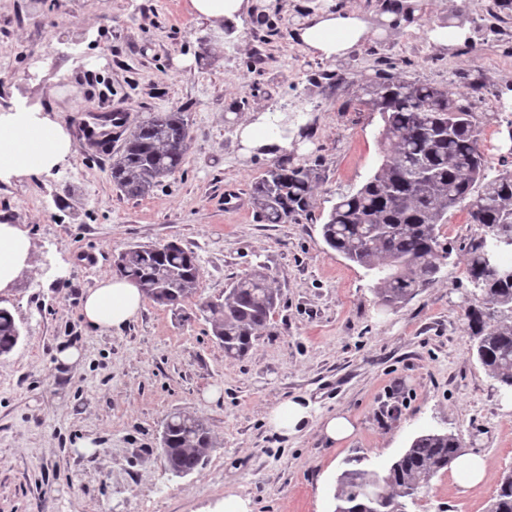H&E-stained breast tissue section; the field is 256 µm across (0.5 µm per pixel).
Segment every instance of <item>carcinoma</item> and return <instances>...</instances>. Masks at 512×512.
<instances>
[{
    "label": "carcinoma",
    "mask_w": 512,
    "mask_h": 512,
    "mask_svg": "<svg viewBox=\"0 0 512 512\" xmlns=\"http://www.w3.org/2000/svg\"><path fill=\"white\" fill-rule=\"evenodd\" d=\"M362 105L380 114L382 159L356 191L331 204L321 231L331 249L374 276L381 304L393 307L438 279L448 247L439 241L437 225L448 222L449 211L465 209L468 220L487 235L512 223V172L489 175L483 129L471 105L449 98L444 89L384 75L371 84ZM188 138L182 112L141 122L112 163L117 189L132 198L149 195L181 167ZM320 179L314 166L274 165L252 188L262 220L285 224L310 214ZM467 255L466 274L470 283H478L465 313L471 350L498 387L512 394V282L506 279L512 249L487 258L473 241ZM489 265L497 274L487 271ZM114 270L147 289L152 301L173 309L197 294L196 257L174 241L160 250L151 244L130 247ZM268 280L267 273L253 269L231 283L224 299L199 303L212 335L224 338L226 357L244 356L256 330L270 324L277 294ZM19 340L12 312L0 307V356L11 353ZM206 436L210 432L198 431L192 420L173 415L164 454L188 476L204 464ZM459 448L455 435L426 431L382 466L365 465L360 457L348 460L334 512H408L429 482L461 456ZM492 505L494 512H512V475L501 477Z\"/></svg>",
    "instance_id": "cac0c4a2"
}]
</instances>
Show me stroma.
I'll return each instance as SVG.
<instances>
[{"label": "stroma", "instance_id": "stroma-1", "mask_svg": "<svg viewBox=\"0 0 512 512\" xmlns=\"http://www.w3.org/2000/svg\"><path fill=\"white\" fill-rule=\"evenodd\" d=\"M379 2L254 0L217 27L187 0H0V105L41 104L74 142L51 174L0 183V219L26 225L40 263L0 300L22 332L0 360V512H221L228 493L251 512H330L346 459L384 465L432 430L486 457L492 479L466 488L440 473L410 512H487L512 471V395L469 349L464 268L481 227L449 212L439 280L394 309L321 227L331 201L381 158L380 115L361 101L384 74L473 100L486 157L512 166V0H423L415 28L389 34ZM354 8L375 33L347 56L322 60L295 44L313 12ZM457 15L468 40L433 43L429 30ZM173 111L189 124L182 168L148 196H125L112 160L142 119ZM264 112L288 115V163L321 167L314 208L295 223H265L253 204L274 161L244 156L236 129ZM169 240L197 258L193 318L149 300L121 333L89 329L82 300L114 255ZM257 267L272 277L276 312L229 359L195 309ZM68 347L81 350L79 366L58 364ZM293 398L310 418L286 438L267 416ZM337 412L355 431L334 446L320 427ZM178 413L201 419L213 443L185 478L161 447Z\"/></svg>", "mask_w": 512, "mask_h": 512}]
</instances>
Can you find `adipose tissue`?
Instances as JSON below:
<instances>
[{
    "label": "adipose tissue",
    "mask_w": 512,
    "mask_h": 512,
    "mask_svg": "<svg viewBox=\"0 0 512 512\" xmlns=\"http://www.w3.org/2000/svg\"><path fill=\"white\" fill-rule=\"evenodd\" d=\"M369 34L361 11L322 10L300 26L297 38L312 55L333 60L347 55ZM272 119L268 112L257 120L239 124L237 136L243 153L262 150L274 157L290 149V137ZM72 149L67 129L40 106L0 108V182H21L51 174ZM31 266L28 229L0 221V296H10L21 274ZM145 300L138 283L109 274L86 294L82 315L93 330L118 331L138 317Z\"/></svg>",
    "instance_id": "ef3b65f1"
}]
</instances>
